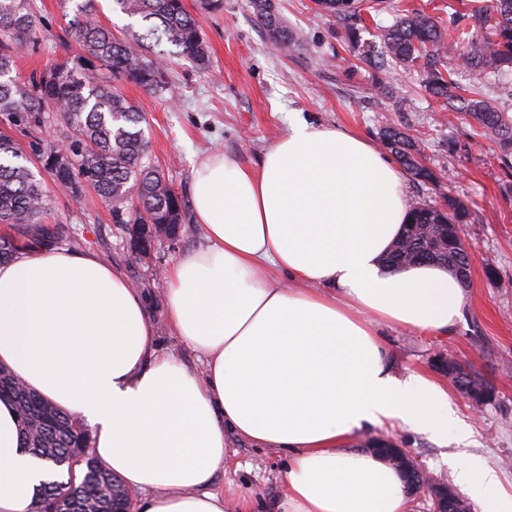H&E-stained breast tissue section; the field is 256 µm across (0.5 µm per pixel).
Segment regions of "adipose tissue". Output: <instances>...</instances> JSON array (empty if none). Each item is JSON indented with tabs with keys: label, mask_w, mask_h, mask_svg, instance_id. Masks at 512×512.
Instances as JSON below:
<instances>
[{
	"label": "adipose tissue",
	"mask_w": 512,
	"mask_h": 512,
	"mask_svg": "<svg viewBox=\"0 0 512 512\" xmlns=\"http://www.w3.org/2000/svg\"><path fill=\"white\" fill-rule=\"evenodd\" d=\"M192 195L205 241L164 280L203 374L155 355L119 267L66 249L0 264V365L90 425L100 464L139 491L135 512H255L252 495L211 489L230 433L287 453L278 512H409L396 470L346 442L394 419L464 436L445 388L391 374L378 328L447 334L466 296L432 264L383 271L407 218L398 170L360 136L298 121L258 164L209 155ZM450 466L481 512H512L483 460ZM42 477L0 399V512H37Z\"/></svg>",
	"instance_id": "ef3b65f1"
}]
</instances>
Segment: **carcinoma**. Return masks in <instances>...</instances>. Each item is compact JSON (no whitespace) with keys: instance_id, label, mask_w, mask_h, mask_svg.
<instances>
[{"instance_id":"1","label":"carcinoma","mask_w":512,"mask_h":512,"mask_svg":"<svg viewBox=\"0 0 512 512\" xmlns=\"http://www.w3.org/2000/svg\"><path fill=\"white\" fill-rule=\"evenodd\" d=\"M59 4L67 19L66 54L40 73L22 77L16 67L18 53L34 42L43 19L32 0H0V123L26 134L59 127L64 138L61 150L48 140L37 143L32 160L14 137L0 132V223L27 238L21 244L12 235H1L0 264L48 240L68 248L79 244L69 225L42 224L49 201L44 174L69 191L77 206L84 189H93L112 207L115 224L160 227L172 239L184 224V201L148 157L142 127L145 114L117 85L130 83L160 93L174 58L208 68L207 45L196 18L185 0H112L113 11L141 23L140 30L118 37L99 20L98 0H59ZM251 4L274 48L288 51L296 45L297 34L268 0H251ZM370 9V4L361 2L357 9L333 18L351 26L363 21ZM452 23L457 35L449 42L442 18L419 10L398 14L392 25L376 34L379 42L363 43L362 58L380 71H388L391 63L417 71L442 108L469 116L482 132L512 145V114L485 92L490 75L512 71V0H485L468 13H452ZM448 56L458 58V70L468 79L466 96L453 72L437 67V61ZM381 136L383 146L414 180L434 181L409 134L387 126ZM466 215L465 204L453 196L441 209L421 200L408 203V220L385 257L386 269L414 265L417 252L426 249L430 262L467 285L470 256L456 228ZM444 375L460 393L474 386L472 405L492 402L491 388L461 363L447 360ZM14 384L11 401L20 417V447L47 463L61 462L77 449L90 447L89 434L73 416L19 381ZM83 463L72 496L74 512H121L123 486L92 455ZM69 490L67 481H47L36 488V498L40 502Z\"/></svg>"}]
</instances>
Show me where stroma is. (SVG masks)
Masks as SVG:
<instances>
[{
    "label": "stroma",
    "mask_w": 512,
    "mask_h": 512,
    "mask_svg": "<svg viewBox=\"0 0 512 512\" xmlns=\"http://www.w3.org/2000/svg\"><path fill=\"white\" fill-rule=\"evenodd\" d=\"M35 3L44 26L35 46L18 57L24 75L43 70L65 53V21L57 0ZM466 3L387 0L382 10L365 14L368 31L356 43L343 26L319 16L311 0H276L285 24L302 37L299 46L282 54L271 47L249 0H223L211 13L201 11L199 0H185L208 46V69L181 60L172 65L163 92L151 94L127 83L119 90L148 118L145 133L152 164L187 201L192 198L193 171L207 154L218 151L245 163L257 162L298 119L357 134L376 146L384 127L408 130L436 180L422 183L404 176L405 197L434 205L450 195L463 200L469 209L463 233L474 262L465 290L467 305L448 335L382 325L392 370L400 377L422 373L440 382L444 376L433 362L438 356H451L491 385L496 399L477 412L456 389H449L455 414L469 429L462 441H439L391 420L365 427L348 445L359 449L370 438L393 437L427 471L447 482L453 479L448 456H478L499 472L504 489L512 493V146L483 134L471 118L442 110L417 72L393 69L386 78V95L373 96L377 74L361 61L363 43L379 28L392 25L397 9H422L444 18L449 5L462 11ZM47 190L50 210L45 223L68 220L81 250L119 266L147 299V313L158 329V354L203 372V356L169 325L165 283L154 272L202 243V226L186 218L178 239L163 241L151 263L136 264L127 258L120 226L113 224L109 208L93 191H86L78 209L68 192L52 184ZM226 441L230 455L214 475L213 490L226 492L234 486L250 490L260 505L272 503L287 468V454L232 434Z\"/></svg>",
    "instance_id": "obj_1"
}]
</instances>
